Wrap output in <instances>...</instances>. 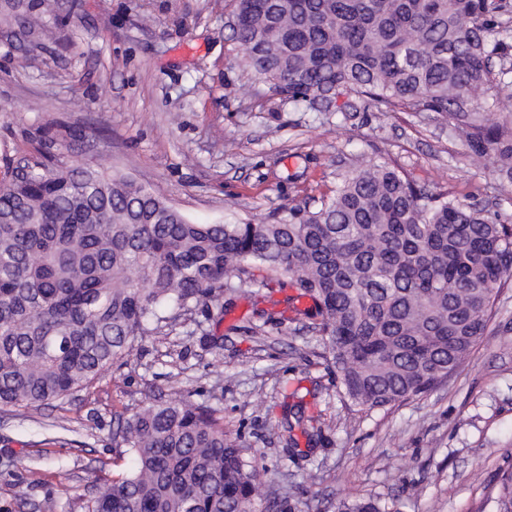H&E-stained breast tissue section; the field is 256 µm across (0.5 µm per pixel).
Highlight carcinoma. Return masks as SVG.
Wrapping results in <instances>:
<instances>
[{"label":"carcinoma","instance_id":"carcinoma-1","mask_svg":"<svg viewBox=\"0 0 512 512\" xmlns=\"http://www.w3.org/2000/svg\"><path fill=\"white\" fill-rule=\"evenodd\" d=\"M232 38L270 90L329 112L354 93L379 108L440 112L474 160L512 186V118L463 100L512 102V0H237ZM39 161L0 179V407H38L87 386L145 336L224 289L285 280L289 310L314 320L337 394L369 413L450 376L486 332L512 279V216L433 193L369 160L316 211L273 221L195 224L134 180L64 160L50 129ZM258 313L284 320L279 302ZM115 437L135 464L103 482L87 512H253L256 465L224 419L187 397L148 403ZM338 512H385L374 498ZM495 512H512V473Z\"/></svg>","mask_w":512,"mask_h":512}]
</instances>
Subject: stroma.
Instances as JSON below:
<instances>
[{"mask_svg": "<svg viewBox=\"0 0 512 512\" xmlns=\"http://www.w3.org/2000/svg\"><path fill=\"white\" fill-rule=\"evenodd\" d=\"M233 0H47L22 36L0 0V175L35 156L49 127L73 157L160 190L198 224L272 220L320 206L364 158L387 162L462 203L512 214V187L436 112L377 109L343 96L336 112L274 95L246 68L228 25ZM146 337L123 365L40 407H0V512H85L105 478L128 469L115 417L182 395L218 410L262 481L257 512H336L374 497L391 512H494L512 471V288L468 360L427 394L353 413L320 359L308 321L258 318L256 286ZM299 391L320 436L284 432Z\"/></svg>", "mask_w": 512, "mask_h": 512, "instance_id": "1", "label": "stroma"}]
</instances>
